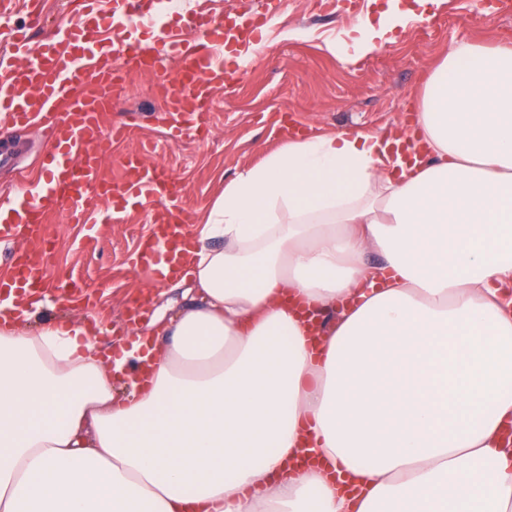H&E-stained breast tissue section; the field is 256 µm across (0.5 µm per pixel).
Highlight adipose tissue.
Instances as JSON below:
<instances>
[{
  "instance_id": "adipose-tissue-1",
  "label": "adipose tissue",
  "mask_w": 512,
  "mask_h": 512,
  "mask_svg": "<svg viewBox=\"0 0 512 512\" xmlns=\"http://www.w3.org/2000/svg\"><path fill=\"white\" fill-rule=\"evenodd\" d=\"M416 7L326 48L372 56ZM417 124L242 171L197 303L114 362L79 321L1 318L0 512H512V42L454 44ZM302 306L339 311L321 342Z\"/></svg>"
}]
</instances>
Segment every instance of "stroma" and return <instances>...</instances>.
Returning a JSON list of instances; mask_svg holds the SVG:
<instances>
[{"label": "stroma", "mask_w": 512, "mask_h": 512, "mask_svg": "<svg viewBox=\"0 0 512 512\" xmlns=\"http://www.w3.org/2000/svg\"><path fill=\"white\" fill-rule=\"evenodd\" d=\"M497 0H446L428 24L411 22L395 42L354 64L340 62L326 49L328 41L345 37L366 13L377 11L375 0H209L217 14L268 10L271 24L256 52L241 65V77L215 94L205 141L174 143L163 134V97L158 79L131 73L127 92L107 115L124 122L131 133L114 145L104 165L109 178L121 175L119 158L140 151L147 162L169 167L184 185L185 218L199 225L227 183L244 167L260 163L282 140L285 118L300 122L304 135L400 126L415 113L414 96L449 47L461 41L492 46L512 38V14L492 15ZM10 144L21 164L0 166V206L13 203L21 174L38 175L34 156L47 144L36 128L14 132ZM51 256L47 290L52 308L45 319H81L103 338L126 329V312L143 294L149 295L145 321H156L185 307L192 278L172 285L134 270L133 258L150 232L149 214L129 209L120 224H101L87 234L70 208L48 218ZM77 284L91 304H69L55 290Z\"/></svg>", "instance_id": "obj_1"}]
</instances>
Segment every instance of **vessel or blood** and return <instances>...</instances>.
<instances>
[{
  "label": "vessel or blood",
  "instance_id": "obj_1",
  "mask_svg": "<svg viewBox=\"0 0 512 512\" xmlns=\"http://www.w3.org/2000/svg\"><path fill=\"white\" fill-rule=\"evenodd\" d=\"M77 22L32 45L26 29L11 26L10 0H0V119L15 128L41 126L52 142L40 165L46 176L28 184L14 199L13 216L0 221L1 241H22L8 274L0 276V303L27 306L40 294L49 264L45 224L49 213L74 206L85 224L103 218L121 222L129 205L145 208L150 235L135 266L153 276L177 272L191 240L184 220L185 190L158 165L125 155L122 182L110 181L103 163L113 145L127 139L123 124H106L111 89L131 71L160 73L163 58L182 62L181 78L162 80L165 136L172 141L205 140L204 121L217 90L234 79L230 59L247 55L268 25L267 14L237 15L227 22L189 10L193 42L180 29L159 28L144 0H81ZM111 197L109 216L100 201Z\"/></svg>",
  "mask_w": 512,
  "mask_h": 512
}]
</instances>
